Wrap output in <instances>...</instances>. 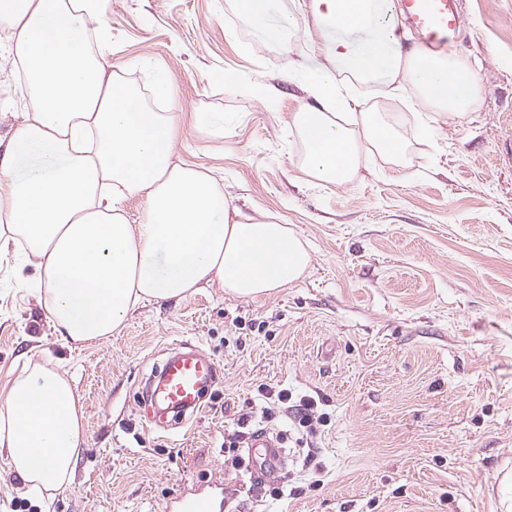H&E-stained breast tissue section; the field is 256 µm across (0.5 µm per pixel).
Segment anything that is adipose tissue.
<instances>
[{
    "instance_id": "obj_1",
    "label": "adipose tissue",
    "mask_w": 512,
    "mask_h": 512,
    "mask_svg": "<svg viewBox=\"0 0 512 512\" xmlns=\"http://www.w3.org/2000/svg\"><path fill=\"white\" fill-rule=\"evenodd\" d=\"M109 0H0V22L27 76L28 109L0 148V257L24 241L42 272L35 289L61 339L111 336L145 302L181 299L202 285L256 297L304 276L311 255L278 216H241L214 175L174 156L181 115L149 110L116 82L105 49L82 24ZM321 48L296 67L313 102L294 115L314 177L343 183L360 140L389 156L402 145L368 115L338 122L351 94L343 72L459 117L478 105L477 71L450 56L400 52L391 0H311ZM146 209L128 223L123 203ZM85 441L79 398L65 374L24 370L0 399V452L34 493L68 483Z\"/></svg>"
}]
</instances>
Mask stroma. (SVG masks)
I'll list each match as a JSON object with an SVG mask.
<instances>
[{"label":"stroma","mask_w":512,"mask_h":512,"mask_svg":"<svg viewBox=\"0 0 512 512\" xmlns=\"http://www.w3.org/2000/svg\"><path fill=\"white\" fill-rule=\"evenodd\" d=\"M460 2L451 54L478 70V108L452 121L383 88L359 92V111L380 112L405 157L363 145L346 183L309 174L293 123L310 101L294 65L320 44L309 0L272 2L268 27L299 21L284 54L236 0H111L85 18L88 35L108 33L117 82L150 93L161 77L175 93L176 156L222 171L242 212L278 214L312 261L268 295L208 286L71 343L18 285L39 268L0 258V393L24 365L56 369L85 427L49 499L27 495L1 453L0 512H161L179 486L214 477L231 495L224 512H500L497 481L512 470V0ZM9 47L0 26L1 141L27 105ZM198 113L223 114V134ZM178 342L222 374L201 413L162 429L139 391ZM262 385L313 396L327 417L311 434L281 415L264 423L288 456L274 482L291 493L278 500L224 449Z\"/></svg>","instance_id":"1"}]
</instances>
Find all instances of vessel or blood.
Masks as SVG:
<instances>
[{
	"label": "vessel or blood",
	"mask_w": 512,
	"mask_h": 512,
	"mask_svg": "<svg viewBox=\"0 0 512 512\" xmlns=\"http://www.w3.org/2000/svg\"><path fill=\"white\" fill-rule=\"evenodd\" d=\"M394 15L403 18L417 36L420 48L429 52L447 50L463 25L459 0H392ZM221 373L219 363L198 346L181 343L168 350L148 378L143 401L159 426L169 417L180 419L202 411L208 391ZM251 472L263 482L282 471L287 462L284 448L267 432H254L247 440ZM224 485L209 481L197 488L177 489L162 505V512H223Z\"/></svg>",
	"instance_id": "b4317fda"
}]
</instances>
